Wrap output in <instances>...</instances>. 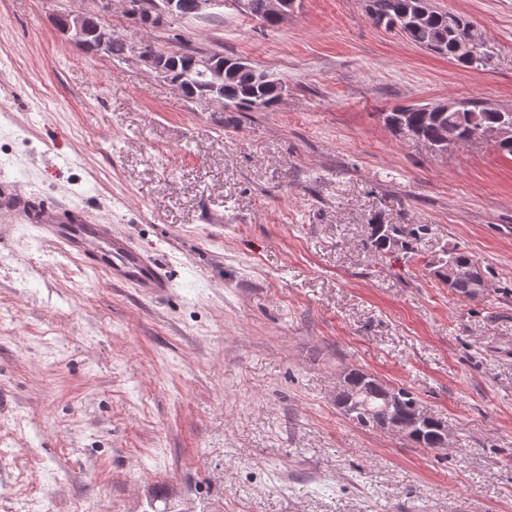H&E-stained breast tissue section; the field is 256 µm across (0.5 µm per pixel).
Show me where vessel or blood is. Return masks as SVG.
<instances>
[{
  "label": "vessel or blood",
  "instance_id": "obj_1",
  "mask_svg": "<svg viewBox=\"0 0 512 512\" xmlns=\"http://www.w3.org/2000/svg\"><path fill=\"white\" fill-rule=\"evenodd\" d=\"M0 215L14 224L35 225L46 238L87 260L111 281L134 285L149 295L169 286L148 255L132 250L126 237L111 225L87 223L79 208L59 209L19 193L13 184L1 182Z\"/></svg>",
  "mask_w": 512,
  "mask_h": 512
}]
</instances>
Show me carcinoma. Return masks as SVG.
I'll use <instances>...</instances> for the list:
<instances>
[{
  "instance_id": "obj_1",
  "label": "carcinoma",
  "mask_w": 512,
  "mask_h": 512,
  "mask_svg": "<svg viewBox=\"0 0 512 512\" xmlns=\"http://www.w3.org/2000/svg\"><path fill=\"white\" fill-rule=\"evenodd\" d=\"M366 14L377 27L397 31L409 43L466 69L486 70L495 65L498 52L480 28L464 16L450 10L433 8L429 0H365ZM247 13L265 26L277 21L268 15L267 0H247ZM133 42L113 40L106 48L83 45L84 51L103 53L110 58H126ZM201 52L184 47L164 55L165 65L180 80L178 88L188 98L201 99L208 94L203 87L205 78L192 67ZM281 84L268 72L257 67L250 69L229 65L224 71V111L258 112L274 107L279 101ZM502 113L473 100H461L454 112H443L425 105H410L394 109L389 120L399 121L392 128L408 137L421 139L441 150L444 133L454 134V140H470L480 135L482 128L496 125ZM449 266L466 265L472 278L452 284L459 296L476 293L483 283L480 271L472 267L467 253H450ZM336 404L343 415L355 424L374 429L380 427V418L388 416L400 424L404 436L422 448H440L443 445L445 425L432 417H421L416 405L418 398L402 387H390L376 377L359 370L346 373L336 394Z\"/></svg>"
}]
</instances>
